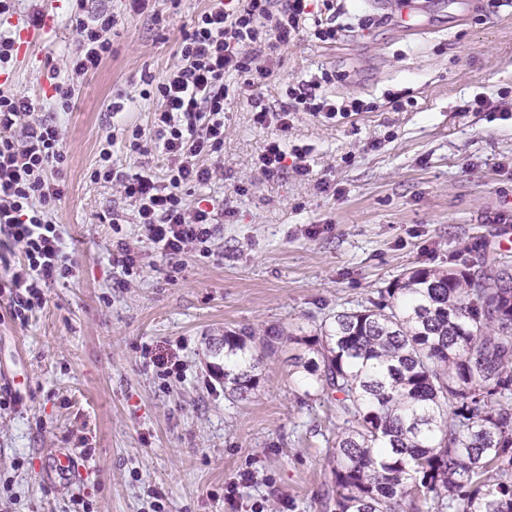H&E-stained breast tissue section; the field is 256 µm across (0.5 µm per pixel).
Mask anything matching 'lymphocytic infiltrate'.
<instances>
[{"instance_id": "f902f5d3", "label": "lymphocytic infiltrate", "mask_w": 512, "mask_h": 512, "mask_svg": "<svg viewBox=\"0 0 512 512\" xmlns=\"http://www.w3.org/2000/svg\"><path fill=\"white\" fill-rule=\"evenodd\" d=\"M116 23V15L104 11L74 15L78 47L66 59L65 77L54 84L61 105L73 97L74 79L94 72L111 54L108 34ZM342 32L336 0H209L182 30L178 64L140 93L152 104L153 126L167 158L164 177L150 171L118 176L108 143L91 173L96 182L118 181L136 208L145 238L168 267L180 266L189 252L208 253L218 224L228 216L216 204H186L189 191L208 187L218 174L231 99L226 77H238L246 88L261 87L273 73L276 49L304 34L333 43ZM332 80L325 72L287 84L286 100L276 109L255 104L254 124L277 130L256 159L263 174L307 176L308 147L288 142L295 113L338 122L369 111L360 97L339 100L324 94L323 84ZM41 109L30 97L0 92V236L20 251L17 262L0 266V294H8L12 317L22 322L45 305L48 286L75 277L78 270L62 225L51 217L64 195L63 185L49 177L66 161L63 134L59 125L38 118Z\"/></svg>"}]
</instances>
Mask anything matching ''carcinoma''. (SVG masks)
Wrapping results in <instances>:
<instances>
[{"mask_svg":"<svg viewBox=\"0 0 512 512\" xmlns=\"http://www.w3.org/2000/svg\"><path fill=\"white\" fill-rule=\"evenodd\" d=\"M319 334L224 332V389H257L253 350L304 347L308 386L343 419L334 512H512V266L405 270Z\"/></svg>","mask_w":512,"mask_h":512,"instance_id":"obj_1","label":"carcinoma"}]
</instances>
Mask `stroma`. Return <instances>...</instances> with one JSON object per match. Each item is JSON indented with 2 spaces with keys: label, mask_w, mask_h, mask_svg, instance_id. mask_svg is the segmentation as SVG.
<instances>
[{
  "label": "stroma",
  "mask_w": 512,
  "mask_h": 512,
  "mask_svg": "<svg viewBox=\"0 0 512 512\" xmlns=\"http://www.w3.org/2000/svg\"><path fill=\"white\" fill-rule=\"evenodd\" d=\"M58 1L39 60L12 59L0 74L62 129L65 191L52 218L79 272L51 285L24 323L0 297V391L18 398L0 410V485H10L0 512H70L77 497L86 512H153L158 501L164 512H230L224 494L246 470L256 480L240 490L243 512H332L328 443L343 422L300 383L297 345L259 352L261 382L245 400L225 392L217 350L228 330L311 329L378 298L406 269L502 255L512 237V0L492 10L472 0L462 26L451 0H421L427 26L414 37L399 30V0L382 9L345 0L339 41L304 37L278 50L255 93L263 104L327 70L338 75L327 91L372 109L336 123L296 114L288 138L309 146V174L269 177L255 165L268 136L253 122L255 95L236 98L210 190L235 215L210 255L175 272L155 257L117 183L90 174L115 127H149L143 81L177 63L180 32L207 0H181L175 12L157 0L153 18L124 15V0H87V11L118 22L111 55L80 79L66 110L51 77L78 36L74 0ZM119 92L136 102L116 115ZM120 240L141 256L137 276L112 263ZM159 356L178 360L181 377L160 378ZM55 448L82 464L78 485L49 475Z\"/></svg>",
  "instance_id": "stroma-1"
}]
</instances>
